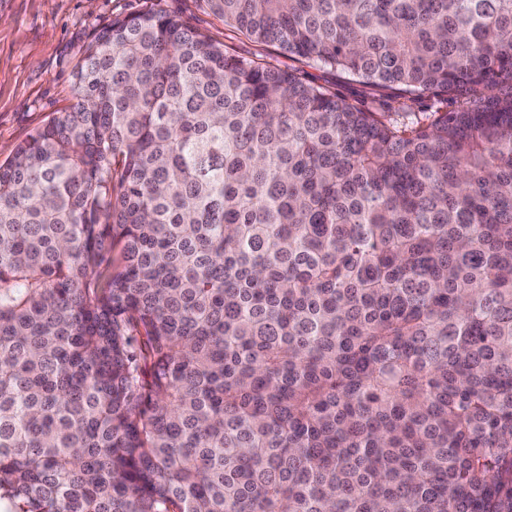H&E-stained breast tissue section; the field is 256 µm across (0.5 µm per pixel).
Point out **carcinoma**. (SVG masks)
<instances>
[{"label":"carcinoma","instance_id":"obj_1","mask_svg":"<svg viewBox=\"0 0 512 512\" xmlns=\"http://www.w3.org/2000/svg\"><path fill=\"white\" fill-rule=\"evenodd\" d=\"M196 2L395 95L96 34L0 163V501L512 512V0Z\"/></svg>","mask_w":512,"mask_h":512}]
</instances>
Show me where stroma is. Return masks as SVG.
<instances>
[{
    "label": "stroma",
    "instance_id": "35a3bbf8",
    "mask_svg": "<svg viewBox=\"0 0 512 512\" xmlns=\"http://www.w3.org/2000/svg\"><path fill=\"white\" fill-rule=\"evenodd\" d=\"M153 8L248 57L259 45L224 28L196 0H0V161L73 102L74 72L86 45L113 16Z\"/></svg>",
    "mask_w": 512,
    "mask_h": 512
}]
</instances>
